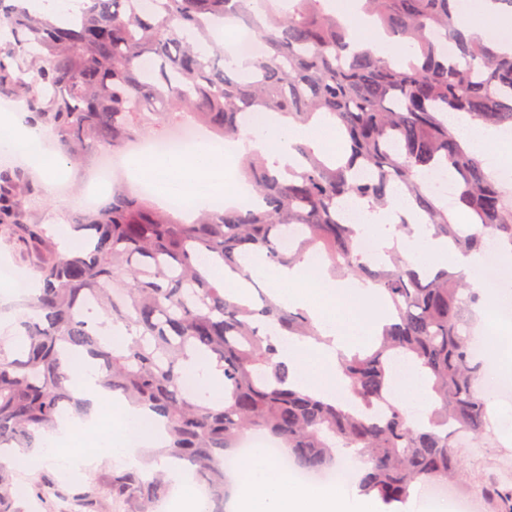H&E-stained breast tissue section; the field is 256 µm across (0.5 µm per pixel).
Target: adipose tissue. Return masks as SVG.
I'll list each match as a JSON object with an SVG mask.
<instances>
[{
	"instance_id": "obj_1",
	"label": "adipose tissue",
	"mask_w": 512,
	"mask_h": 512,
	"mask_svg": "<svg viewBox=\"0 0 512 512\" xmlns=\"http://www.w3.org/2000/svg\"><path fill=\"white\" fill-rule=\"evenodd\" d=\"M356 52L368 51L393 62L405 59L407 49L397 36L363 20L352 41ZM257 137L239 139L215 147L204 138L187 156L147 157L136 171L146 178L153 174L171 175L170 187L157 188L154 196L160 206H168L175 193L187 183H206L212 193L223 198L225 207L242 206L248 195L243 183L224 176V163L236 160L247 151L257 150L269 163L285 167L295 164V144L327 148L336 142V130L324 120L295 123L276 112L267 113ZM356 229L361 237L371 239L375 251L372 261L387 260L390 250H398L419 269L464 274L473 290L496 291L499 298L512 300V290L491 288L485 275V263L478 254H462L449 249L447 242L434 238L426 225L418 221V211L407 193L388 197L386 205L367 201L356 203ZM415 227L412 236L396 232L400 222ZM245 268L266 283V295L275 303L306 310L320 333L319 339L305 343L282 341L279 358L293 366L292 384L303 391L328 396L343 381L341 359L355 346L371 342L389 319V307L377 287L368 280L340 278L329 262H286L269 265L259 253L250 254ZM96 359L79 353L69 363L70 388L79 401L90 403L87 416L67 415L45 432L39 446L30 454L37 461L59 456L71 442L89 443L87 454L71 459L65 472L72 477H87L91 468L105 458L144 466L145 449L162 447L164 422L149 410L131 405L112 394L99 381ZM188 379L195 382L207 403L224 400V378L215 362L194 357L184 363ZM374 498L353 497L337 484L300 486L288 473L260 451L243 459L241 472L230 502V512H375Z\"/></svg>"
}]
</instances>
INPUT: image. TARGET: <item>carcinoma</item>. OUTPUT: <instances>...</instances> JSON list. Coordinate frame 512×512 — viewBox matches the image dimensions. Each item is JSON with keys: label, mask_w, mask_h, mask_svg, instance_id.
Listing matches in <instances>:
<instances>
[{"label": "carcinoma", "mask_w": 512, "mask_h": 512, "mask_svg": "<svg viewBox=\"0 0 512 512\" xmlns=\"http://www.w3.org/2000/svg\"><path fill=\"white\" fill-rule=\"evenodd\" d=\"M268 2L261 22L251 0H84L62 23L0 0L8 27L0 90L22 99L31 121L51 125L73 160L143 135L147 109L159 130L191 121L222 139L237 137L250 113L298 123L322 113L346 140L341 159L295 146L302 164L286 177L257 151L244 157L262 205L206 206L190 223L115 189L108 207L74 226L93 232L76 253L59 251L45 229L26 222L29 186L0 172V234L35 245L42 284L21 321L23 345L0 343V448H30L39 430L77 410L66 363L85 350L109 390L165 418L166 454L205 481L215 512H224L225 452L256 431L280 439L309 474L329 470L336 449L352 450L368 463L355 475L360 491L403 505L419 484L462 480L459 438L479 445L490 425L469 325L487 299L446 272L421 277L398 253L365 261L342 203H382L404 187L434 237L454 249L512 246L508 191L448 127L449 114L463 111L477 124L512 128V54L459 29L457 0H364L363 11L408 44L398 66L350 52L349 29L325 0H288L286 9ZM228 16L248 22L260 47L246 73L225 65L214 43L212 25ZM436 171L453 179L460 210L476 223H451L448 207L421 192L415 174ZM250 251L271 264L322 255L341 273L372 280L389 301L395 322L343 362L347 404L288 386L290 369L270 337L318 335L305 311L262 291L261 305L245 307L211 277L224 265L253 282L239 263ZM91 311L126 327L132 341L101 345ZM193 354L223 371L224 403L205 404L187 386L181 367ZM396 360L431 381L429 429L393 398ZM15 474L0 462V512H155L172 486L125 467L79 484L38 472L24 488ZM480 493L487 512H512V485L502 478Z\"/></svg>", "instance_id": "obj_1"}]
</instances>
